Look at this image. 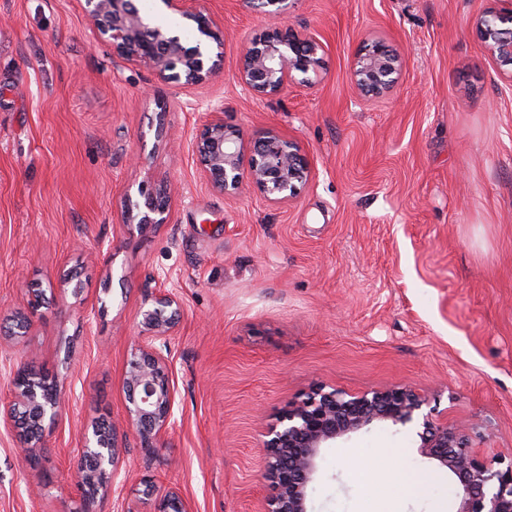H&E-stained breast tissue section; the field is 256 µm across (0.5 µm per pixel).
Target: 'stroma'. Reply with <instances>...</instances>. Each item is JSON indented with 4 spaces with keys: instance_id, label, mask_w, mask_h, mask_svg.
<instances>
[{
    "instance_id": "1",
    "label": "stroma",
    "mask_w": 512,
    "mask_h": 512,
    "mask_svg": "<svg viewBox=\"0 0 512 512\" xmlns=\"http://www.w3.org/2000/svg\"><path fill=\"white\" fill-rule=\"evenodd\" d=\"M489 0H288L316 34L307 86L266 98L238 82L268 28L245 0H188L224 30L209 82L182 86L113 57L83 0H0V323L45 303L0 348V404L20 364L61 406L29 464L0 425V512H82L67 480L79 436L113 425L122 466L92 512H153L143 479L191 512H265L257 448L310 388L397 385L485 456L512 449V90L474 20ZM406 63L367 101L351 67L367 39ZM274 128L313 163L288 204L207 182L193 150L213 108ZM168 198L166 221L122 224L126 194ZM175 291L176 425L152 451L125 422L139 312ZM454 479L414 432L376 427L322 452L311 512H453Z\"/></svg>"
}]
</instances>
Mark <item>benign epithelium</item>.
<instances>
[{
  "label": "benign epithelium",
  "instance_id": "benign-epithelium-1",
  "mask_svg": "<svg viewBox=\"0 0 512 512\" xmlns=\"http://www.w3.org/2000/svg\"><path fill=\"white\" fill-rule=\"evenodd\" d=\"M84 2L89 21L102 42L112 48V55L149 67L164 82L199 85L220 69L223 55L212 53L211 45L223 47V30L210 15L185 9V0L160 2L192 23L195 35L191 40L175 30L152 25L137 0ZM246 3L263 16L280 20L288 0ZM493 3L476 20L475 28L512 88V0ZM321 50L315 35L280 24L246 46L238 80L263 98L294 84L307 85L310 74L320 67ZM402 66V58L382 41L367 42L354 57L352 83L360 95L377 98L393 89ZM221 114V109L212 112L193 142L212 188L231 197L254 189L272 204L294 201L312 175L311 161L301 144L275 129L246 136L226 125ZM140 196L143 204H127L122 223H165L166 196L146 188L140 189ZM181 315L176 294L167 289L158 290L141 312L137 348L127 363L124 389L126 422L143 448L156 447L176 423L175 387L168 363ZM426 405L427 398L410 386L372 388L357 395L318 386L288 404L277 422L261 434L259 443L264 478L276 489L266 512H309V490L322 450L383 423L417 426L420 453L456 480L455 512H512V454L485 458L471 446L465 430L448 427L432 408L423 411ZM59 412L56 391L46 390L35 372L23 367L13 379V397L0 413V421L14 432L21 455L31 462L33 448L40 444L31 435V421L41 428ZM118 461L112 426H97L82 435L77 454L69 462L68 476L81 488L85 505L94 503L99 491L112 482ZM143 484L144 494L156 498V512H189L179 493L163 490L149 479Z\"/></svg>",
  "mask_w": 512,
  "mask_h": 512
}]
</instances>
